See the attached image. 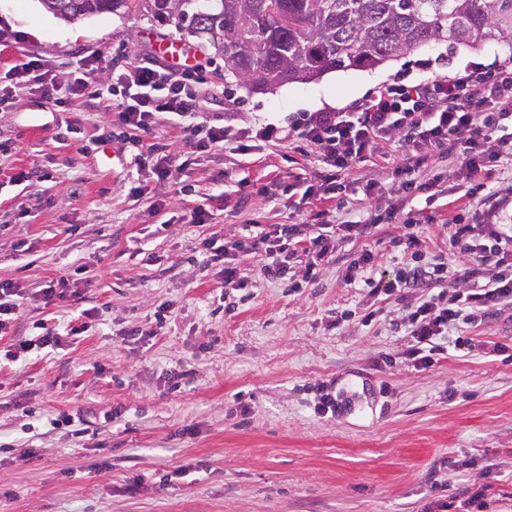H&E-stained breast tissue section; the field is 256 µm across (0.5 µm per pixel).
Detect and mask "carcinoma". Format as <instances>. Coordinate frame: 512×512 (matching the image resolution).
<instances>
[{
    "instance_id": "1",
    "label": "carcinoma",
    "mask_w": 512,
    "mask_h": 512,
    "mask_svg": "<svg viewBox=\"0 0 512 512\" xmlns=\"http://www.w3.org/2000/svg\"><path fill=\"white\" fill-rule=\"evenodd\" d=\"M53 14L74 21L115 12L130 0H41ZM173 11L171 0H153L154 18L173 22L237 64L225 71L243 82L312 81L332 70L367 68L446 39L474 46L493 41L512 48V0H228L224 10L207 5ZM224 30V42L211 34Z\"/></svg>"
}]
</instances>
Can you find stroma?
I'll list each match as a JSON object with an SVG mask.
<instances>
[{
	"label": "stroma",
	"instance_id": "stroma-1",
	"mask_svg": "<svg viewBox=\"0 0 512 512\" xmlns=\"http://www.w3.org/2000/svg\"><path fill=\"white\" fill-rule=\"evenodd\" d=\"M151 4L69 23L40 0H0V87L27 57L65 78L81 60L155 52L164 31L211 61L217 75L202 111L236 130L320 111L327 98L345 108L395 74L425 75L439 56L450 74L512 57L496 43L439 42L374 68L255 91L227 75L213 49L157 23ZM74 115L71 134L60 107L28 94L0 112V279L29 298L0 350L91 312L74 342L0 364V512H425L438 500L459 512L480 492L485 512H512L511 321L472 329L476 348L464 357L446 354L427 369L377 365L404 344L396 301L344 276L366 249L393 274L399 225L382 220L373 238L344 243L314 284L301 264L268 281L264 252L249 248L235 255L248 277L240 289L225 287L221 264L202 261L205 239L301 223L304 192L320 183L315 154L229 145L161 185L136 167L125 136L109 135L108 111ZM22 171L30 179L15 182ZM436 171L446 191L417 197L416 211L443 220L470 209L453 167ZM350 178L346 210L372 215L385 203L362 183L396 184L376 156ZM135 180L147 187L138 198L128 195ZM199 207L212 223H188ZM84 262L68 296L44 301L43 288ZM345 310L349 321L337 323ZM135 326L147 338L119 344ZM184 370L190 379L176 381ZM329 380L349 406L321 414L314 404ZM75 410L85 420L79 438L51 424Z\"/></svg>",
	"mask_w": 512,
	"mask_h": 512
}]
</instances>
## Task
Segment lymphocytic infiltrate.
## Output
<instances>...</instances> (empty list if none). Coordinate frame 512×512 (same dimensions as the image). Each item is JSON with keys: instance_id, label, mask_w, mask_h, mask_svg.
I'll return each instance as SVG.
<instances>
[{"instance_id": "1", "label": "lymphocytic infiltrate", "mask_w": 512, "mask_h": 512, "mask_svg": "<svg viewBox=\"0 0 512 512\" xmlns=\"http://www.w3.org/2000/svg\"><path fill=\"white\" fill-rule=\"evenodd\" d=\"M197 72L194 66L175 70L156 55L126 64L104 58L69 83L40 58L31 57L12 67V86L0 88V112L11 109L21 93L41 95L65 108L83 98L109 102L114 89H121L115 124L131 132L136 166L150 168L161 183L170 181L174 170L194 164L196 152L221 150L231 140L242 151L255 139L314 148L323 172L319 188L307 189L310 197L318 191L334 193L357 163L381 154L398 179V193L387 212L405 229L398 242L407 259L384 280L375 275L374 254L365 251L360 275L346 276L345 281L372 296L422 289L417 302L402 306L400 324L409 338L400 354L402 362L426 369L448 350L470 353L474 343L462 335L463 326L512 306V225L498 220L512 197L495 184L501 170L512 163V132L506 129L512 121V61L448 76L435 72L412 82H385L344 110L300 112L283 125L258 122L235 131L200 118L194 102ZM161 112L186 121L183 132L189 149L176 166L168 144L147 145L142 139ZM391 143L398 145L400 156L382 153V146ZM444 157L453 158L466 195L478 199L484 220L470 224L460 213L449 218L440 227L444 254L426 263L421 253L425 227L411 203L434 193L440 178L430 163ZM310 219L306 235H299L296 225L278 224L261 237L266 278L283 277L290 261L301 259L308 279L316 280L320 262L336 252L337 241L366 238L372 232L367 217L342 221L332 209L316 211Z\"/></svg>"}]
</instances>
